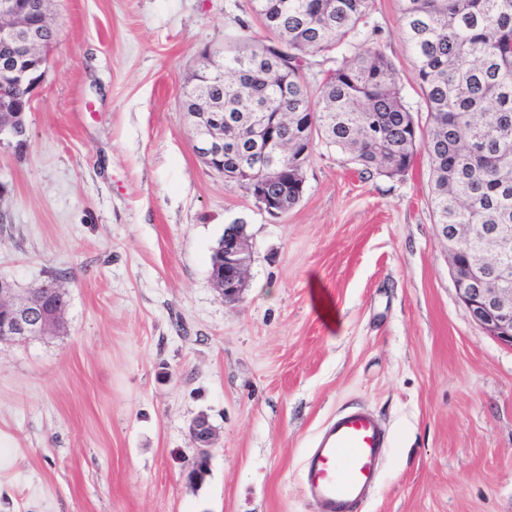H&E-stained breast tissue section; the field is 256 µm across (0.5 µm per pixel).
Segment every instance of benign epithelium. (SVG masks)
I'll use <instances>...</instances> for the list:
<instances>
[{"mask_svg":"<svg viewBox=\"0 0 512 512\" xmlns=\"http://www.w3.org/2000/svg\"><path fill=\"white\" fill-rule=\"evenodd\" d=\"M39 0L32 8L23 0H0V87H26L35 90L43 74L34 73L45 67L52 42L45 32L51 29L49 4ZM276 116L255 112L247 126L248 134L266 143L265 154L250 165H244L225 177L240 184L261 209L272 217L288 212V196L280 191L282 155L288 143L280 141ZM188 122L193 133V149L210 168L224 173V114L220 107L206 102L200 111L190 113ZM13 99L0 95V135L11 138L23 134ZM457 239L448 240V262L460 301L473 320L489 335L512 347V288H492L490 279H481L487 263L479 256L460 260ZM251 262L249 239L242 224H230L224 230V241L218 250L214 286L224 301L239 300L246 288V273ZM51 287L66 295L59 282L44 283L32 292H20L0 278V343L22 342L54 335L63 321L66 306L53 310L45 307L44 289ZM198 455L210 454L218 441L217 431L209 417L199 414L188 427Z\"/></svg>","mask_w":512,"mask_h":512,"instance_id":"obj_1","label":"benign epithelium"}]
</instances>
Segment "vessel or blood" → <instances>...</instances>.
Masks as SVG:
<instances>
[{"label":"vessel or blood","mask_w":512,"mask_h":512,"mask_svg":"<svg viewBox=\"0 0 512 512\" xmlns=\"http://www.w3.org/2000/svg\"><path fill=\"white\" fill-rule=\"evenodd\" d=\"M386 446L380 420L367 409L345 410L328 421L302 465L304 490L320 512H360Z\"/></svg>","instance_id":"obj_1"}]
</instances>
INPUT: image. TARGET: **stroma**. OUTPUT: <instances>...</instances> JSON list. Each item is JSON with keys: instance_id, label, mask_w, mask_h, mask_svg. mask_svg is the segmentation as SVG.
<instances>
[{"instance_id": "1", "label": "stroma", "mask_w": 512, "mask_h": 512, "mask_svg": "<svg viewBox=\"0 0 512 512\" xmlns=\"http://www.w3.org/2000/svg\"><path fill=\"white\" fill-rule=\"evenodd\" d=\"M27 142L0 138V277L59 275L63 333L0 344V512H318L301 469L362 406L386 428L362 512H512V348L459 301L418 152L402 176L316 143L274 218L193 150L183 89L250 0H53ZM362 38L418 107L399 0ZM428 130L426 112L417 115ZM230 224L252 244L238 302L212 286ZM220 437L202 483L190 421Z\"/></svg>"}]
</instances>
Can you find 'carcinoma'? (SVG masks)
<instances>
[{
  "label": "carcinoma",
  "mask_w": 512,
  "mask_h": 512,
  "mask_svg": "<svg viewBox=\"0 0 512 512\" xmlns=\"http://www.w3.org/2000/svg\"><path fill=\"white\" fill-rule=\"evenodd\" d=\"M281 48L246 34L224 56V166L244 164L254 143L235 137L251 112L288 114L280 134L318 137L367 173L395 178L414 162L421 129L394 62L358 42L373 0H251ZM402 30L416 59L430 130L427 158L441 236L465 225L461 249L512 225V0H400ZM349 44L330 77L311 91L297 60Z\"/></svg>",
  "instance_id": "obj_1"
}]
</instances>
